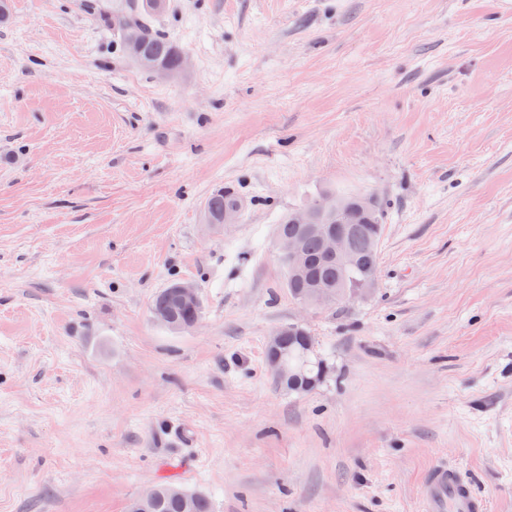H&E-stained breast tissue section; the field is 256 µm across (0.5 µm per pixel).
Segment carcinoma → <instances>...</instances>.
Returning <instances> with one entry per match:
<instances>
[{
    "instance_id": "obj_1",
    "label": "carcinoma",
    "mask_w": 512,
    "mask_h": 512,
    "mask_svg": "<svg viewBox=\"0 0 512 512\" xmlns=\"http://www.w3.org/2000/svg\"><path fill=\"white\" fill-rule=\"evenodd\" d=\"M138 19L147 29L143 50L150 54L160 65L175 72L182 67L183 54L165 35L152 28V19L156 13L146 7V3L136 4ZM245 201L230 187L215 189L207 198L203 207V223L217 224L224 212L236 209L243 211ZM385 209L378 201L376 206L368 210H355L345 215L350 225H363L355 238L354 250L356 262L348 268H342L336 260L324 255L320 233L312 231L304 224L292 222L291 215L284 216L277 225L276 235L293 237L300 241L304 256L310 261L309 275L297 279L286 273L285 286L288 293L298 302L308 301L313 305H332L336 303V285L347 288H359L379 266V241L375 238L373 227L384 223ZM154 315L166 314L175 317L183 328L187 329L199 322L202 312L196 309H181L176 306L170 293V287L162 288L151 302ZM304 338L293 335L286 339L288 348V366L297 370L293 380L277 383V387L290 395H303L319 384L328 373L325 360L318 355H307L297 358L302 350ZM174 487L170 482L156 486L157 499L152 512H184L181 499L173 496L169 489Z\"/></svg>"
}]
</instances>
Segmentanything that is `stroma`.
Wrapping results in <instances>:
<instances>
[{"label":"stroma","instance_id":"35a3bbf8","mask_svg":"<svg viewBox=\"0 0 512 512\" xmlns=\"http://www.w3.org/2000/svg\"><path fill=\"white\" fill-rule=\"evenodd\" d=\"M0 24V512H427L456 467L512 512V0H170L160 78L84 0ZM220 185L250 205L203 223ZM386 202L374 292L303 308L275 227ZM199 326L150 313L171 277ZM302 322L329 373L281 391ZM286 326L288 363L286 361L287 352L285 351L286 344L284 342L286 333L285 329L280 327L272 334L267 344L268 368L271 376L276 380L275 384L277 387L291 395H303L311 391L325 378L328 373V366L325 360L318 354L311 355L308 353L305 358L297 359L296 356L302 350V346L305 350L310 351L315 350V348L309 339L310 336L302 338L298 337L299 335H288V325ZM289 366L297 370L296 377L289 372ZM288 377H295V379L289 380ZM170 488L179 487L170 482H163L155 487L157 489V499L151 512H185L181 499L173 496L169 492Z\"/></svg>","mask_w":512,"mask_h":512}]
</instances>
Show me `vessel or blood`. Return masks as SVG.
<instances>
[{
    "label": "vessel or blood",
    "instance_id": "1",
    "mask_svg": "<svg viewBox=\"0 0 512 512\" xmlns=\"http://www.w3.org/2000/svg\"><path fill=\"white\" fill-rule=\"evenodd\" d=\"M421 497L429 512H487L488 505L460 472L443 463L432 465L422 484Z\"/></svg>",
    "mask_w": 512,
    "mask_h": 512
}]
</instances>
